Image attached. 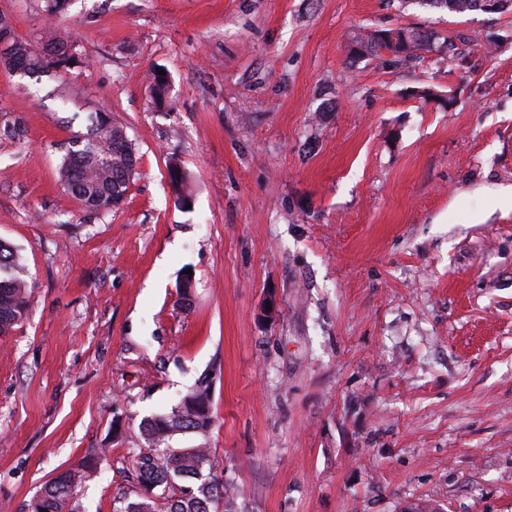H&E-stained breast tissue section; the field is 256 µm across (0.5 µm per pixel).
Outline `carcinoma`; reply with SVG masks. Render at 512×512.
Returning a JSON list of instances; mask_svg holds the SVG:
<instances>
[{"mask_svg": "<svg viewBox=\"0 0 512 512\" xmlns=\"http://www.w3.org/2000/svg\"><path fill=\"white\" fill-rule=\"evenodd\" d=\"M423 2L450 13L466 14L482 10L484 0ZM386 33L394 36L395 43L374 31L355 40L356 52L371 54L389 48L400 59L412 56L429 42L428 34L416 30L398 28ZM4 38L12 42L13 53L9 57L0 55V65L13 71L22 68L30 76H56L80 63L73 39L53 34L34 47L19 38L10 19L0 14V40ZM151 91L154 104L164 105L168 80L152 74ZM137 165L135 147L124 128L112 123L103 112H91L86 133L65 143L59 179L86 212L103 214L123 202ZM173 171L176 175L171 183L180 200L189 196L187 177L176 163L169 166L168 172ZM31 293L32 282L21 254L0 240V336L25 321ZM209 388V379H200L169 411L143 421L142 446L135 452L132 473L134 491L116 499L118 506L113 512H236L237 483L207 445L214 424ZM186 434L197 436L200 443L192 447L172 445L174 439ZM96 460L97 456L90 455L78 467L60 470L28 505V512H81L73 491L94 473Z\"/></svg>", "mask_w": 512, "mask_h": 512, "instance_id": "carcinoma-1", "label": "carcinoma"}]
</instances>
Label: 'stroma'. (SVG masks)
I'll list each match as a JSON object with an SVG mask.
<instances>
[{
  "mask_svg": "<svg viewBox=\"0 0 512 512\" xmlns=\"http://www.w3.org/2000/svg\"><path fill=\"white\" fill-rule=\"evenodd\" d=\"M1 13L33 42L54 23L83 62L38 80L0 66V127H25L0 137V239L33 285L27 320L0 336V512H25L95 452L75 499L112 512L140 422L206 376L209 446L238 512H512V10L69 0L50 20L43 0H0ZM390 28L432 43L405 61L352 53ZM98 110L139 165L125 200L92 215L58 167Z\"/></svg>",
  "mask_w": 512,
  "mask_h": 512,
  "instance_id": "stroma-1",
  "label": "stroma"
}]
</instances>
